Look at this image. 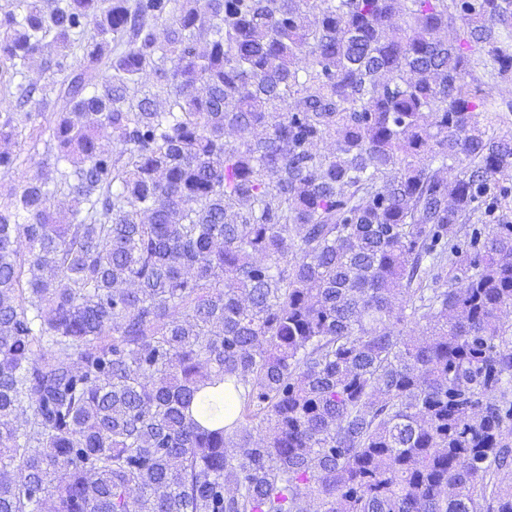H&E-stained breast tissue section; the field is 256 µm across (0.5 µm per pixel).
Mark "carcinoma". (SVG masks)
I'll use <instances>...</instances> for the list:
<instances>
[{
  "label": "carcinoma",
  "instance_id": "carcinoma-1",
  "mask_svg": "<svg viewBox=\"0 0 512 512\" xmlns=\"http://www.w3.org/2000/svg\"><path fill=\"white\" fill-rule=\"evenodd\" d=\"M307 2L0 9V512H512V0ZM478 63V64H476ZM484 64H487L484 66ZM475 79V83H480L482 88L490 92L495 97L498 103L501 104V112H488V128L489 133L496 135L512 134V112L506 108V103L512 104V83L500 82L493 78L491 75L490 63L476 61L472 64L471 77Z\"/></svg>",
  "mask_w": 512,
  "mask_h": 512
}]
</instances>
